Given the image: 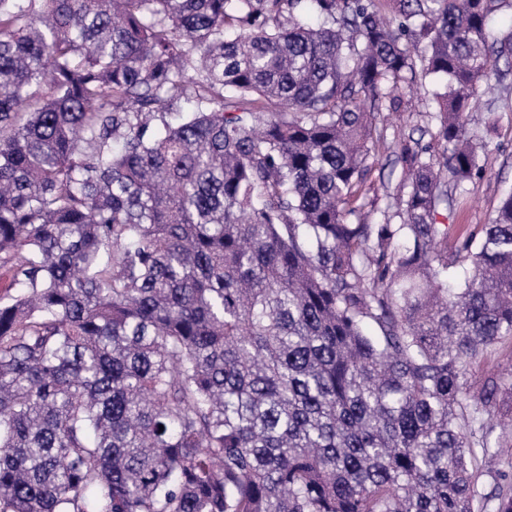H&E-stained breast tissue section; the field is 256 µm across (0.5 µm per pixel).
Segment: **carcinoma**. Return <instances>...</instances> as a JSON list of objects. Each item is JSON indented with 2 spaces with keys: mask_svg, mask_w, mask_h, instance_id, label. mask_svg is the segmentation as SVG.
Wrapping results in <instances>:
<instances>
[{
  "mask_svg": "<svg viewBox=\"0 0 512 512\" xmlns=\"http://www.w3.org/2000/svg\"><path fill=\"white\" fill-rule=\"evenodd\" d=\"M388 2L0 0V512H474L512 190L452 249L437 215L512 0ZM417 66L430 142L370 224L365 103Z\"/></svg>",
  "mask_w": 512,
  "mask_h": 512,
  "instance_id": "carcinoma-1",
  "label": "carcinoma"
}]
</instances>
